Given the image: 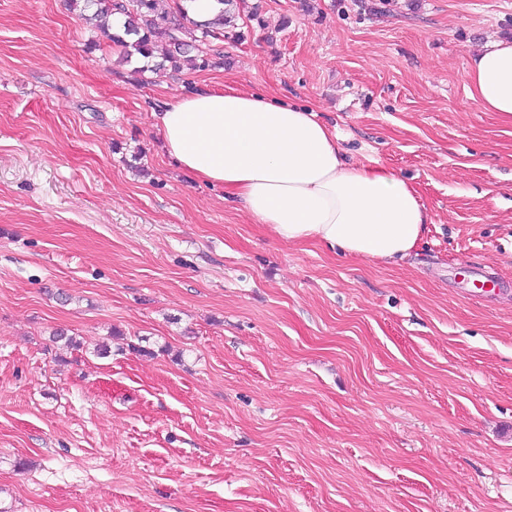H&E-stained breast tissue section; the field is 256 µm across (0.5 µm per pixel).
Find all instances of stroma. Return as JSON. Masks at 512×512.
I'll use <instances>...</instances> for the list:
<instances>
[{
	"instance_id": "obj_1",
	"label": "stroma",
	"mask_w": 512,
	"mask_h": 512,
	"mask_svg": "<svg viewBox=\"0 0 512 512\" xmlns=\"http://www.w3.org/2000/svg\"><path fill=\"white\" fill-rule=\"evenodd\" d=\"M234 9L223 66L140 73L69 0H0V512H512V125L465 79L512 0ZM226 85L409 181L417 246L291 243L180 171L159 101ZM469 275L471 277L470 281L475 288L481 289V291L468 290L469 295H484L491 291H495L496 289H500L503 282L496 278L487 276L484 271L477 266L470 265L469 266ZM479 284V286L477 285Z\"/></svg>"
}]
</instances>
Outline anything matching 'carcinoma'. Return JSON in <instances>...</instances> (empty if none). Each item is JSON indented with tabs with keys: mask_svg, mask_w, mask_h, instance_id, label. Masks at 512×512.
I'll return each mask as SVG.
<instances>
[{
	"mask_svg": "<svg viewBox=\"0 0 512 512\" xmlns=\"http://www.w3.org/2000/svg\"><path fill=\"white\" fill-rule=\"evenodd\" d=\"M84 9L92 10L82 19L95 22L115 46L120 48L121 60L128 62L137 56L152 63V68L166 66L175 71L187 67L206 70L224 64V52L217 43L238 40L235 16L226 8L232 0H216L222 5L211 22H190L186 0H172V6L162 7L164 0H136L127 6L120 0H83ZM192 23L200 31L198 41L182 38L185 24Z\"/></svg>",
	"mask_w": 512,
	"mask_h": 512,
	"instance_id": "obj_1",
	"label": "carcinoma"
}]
</instances>
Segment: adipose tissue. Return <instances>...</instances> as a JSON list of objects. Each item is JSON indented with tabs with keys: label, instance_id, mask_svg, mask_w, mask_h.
<instances>
[{
	"label": "adipose tissue",
	"instance_id": "obj_1",
	"mask_svg": "<svg viewBox=\"0 0 512 512\" xmlns=\"http://www.w3.org/2000/svg\"><path fill=\"white\" fill-rule=\"evenodd\" d=\"M465 76L471 99L512 123V39L475 50ZM156 118L177 167L223 188L285 241L393 261L430 222L411 184L387 168L350 162L313 110L262 91L201 87L165 101Z\"/></svg>",
	"mask_w": 512,
	"mask_h": 512
}]
</instances>
